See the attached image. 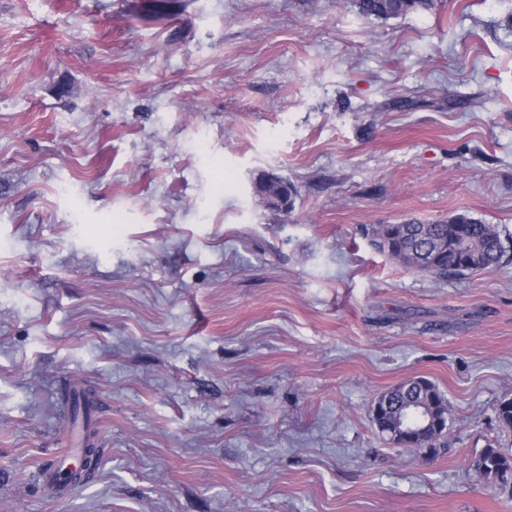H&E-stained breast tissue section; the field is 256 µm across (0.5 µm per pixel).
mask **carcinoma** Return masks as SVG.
I'll return each instance as SVG.
<instances>
[{"mask_svg": "<svg viewBox=\"0 0 512 512\" xmlns=\"http://www.w3.org/2000/svg\"><path fill=\"white\" fill-rule=\"evenodd\" d=\"M353 5L365 18L387 20L428 11L433 7V0H353ZM257 185V194L272 209L285 200L288 207H293L298 195L296 187L284 179L269 180L262 176ZM367 236L375 249L392 260L440 281L493 270L501 265L506 254L497 226L467 214H454L425 224L413 219L403 224H372L367 228ZM62 399L73 405L71 423H79L83 429V470L70 477V486L77 487L97 469L100 449L94 443L95 430L84 404L83 390H66ZM423 408L431 411L433 423L412 442V447L426 448L435 454L447 446L444 437L448 402L429 380L412 378L382 392L372 407L373 422L381 426L406 420ZM469 467L487 484L512 497V456L489 445L470 460Z\"/></svg>", "mask_w": 512, "mask_h": 512, "instance_id": "obj_1", "label": "carcinoma"}]
</instances>
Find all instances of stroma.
Listing matches in <instances>:
<instances>
[{"instance_id": "1", "label": "stroma", "mask_w": 512, "mask_h": 512, "mask_svg": "<svg viewBox=\"0 0 512 512\" xmlns=\"http://www.w3.org/2000/svg\"><path fill=\"white\" fill-rule=\"evenodd\" d=\"M175 2L0 0V512H512L468 466L512 454V262L437 281L364 231L512 240V0ZM413 377L445 453L372 421ZM68 385L102 461L58 496ZM352 2L361 16L384 20L428 11L434 4L433 0H353ZM258 190L256 193L265 200L268 207L275 209L276 203L287 200L288 210L292 209L298 191L296 187L287 180H269L266 176H262L257 181ZM431 411L433 423L426 433L412 442V448H427L436 454L447 443L443 440L448 425V402L437 387L427 379L412 378L382 392L372 407L373 422L377 426L408 420L411 413Z\"/></svg>"}]
</instances>
